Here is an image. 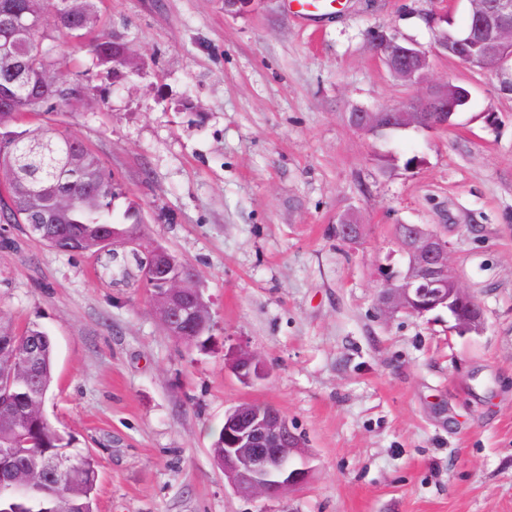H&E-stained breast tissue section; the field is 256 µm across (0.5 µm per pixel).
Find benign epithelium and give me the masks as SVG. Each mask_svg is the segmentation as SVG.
<instances>
[{"mask_svg":"<svg viewBox=\"0 0 512 512\" xmlns=\"http://www.w3.org/2000/svg\"><path fill=\"white\" fill-rule=\"evenodd\" d=\"M260 0H224V9L235 15L253 10ZM471 24L459 32L443 30L437 41V52L460 57L503 74L504 63L512 60V0H470ZM375 52L396 76L419 85L430 68L429 55L378 30ZM470 101V93L460 90L450 97L442 92L422 99L409 109L389 110L391 125L400 128L418 126L445 129L453 117ZM348 122L358 130L374 133L376 113L355 110ZM346 241L357 239L362 225L352 213L338 220ZM405 240L397 241L405 268L387 277L377 298L384 316L397 312L422 317L439 308L448 309L452 325L449 331L460 336L480 334L486 327L485 309L471 303L472 294L465 288L450 260L448 237L426 224L409 225ZM129 248L146 256L140 266L138 283L154 304H161L165 324L172 336L184 335L183 325L201 323L208 305L200 289L185 290V283L174 273L175 265H184L164 246L149 242L132 232L123 235L117 229H104L98 237V249L118 256V249ZM228 369L243 384L265 379L268 369L253 353L233 349L225 355ZM18 448L0 450V484L8 482L17 490L27 489L11 471V460ZM305 451L295 427L281 414L249 408L246 403L224 414V478L232 490L243 497L275 498L284 492L304 486L310 477L303 463Z\"/></svg>","mask_w":512,"mask_h":512,"instance_id":"benign-epithelium-1","label":"benign epithelium"}]
</instances>
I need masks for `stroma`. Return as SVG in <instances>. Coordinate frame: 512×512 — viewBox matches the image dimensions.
<instances>
[{"instance_id": "35a3bbf8", "label": "stroma", "mask_w": 512, "mask_h": 512, "mask_svg": "<svg viewBox=\"0 0 512 512\" xmlns=\"http://www.w3.org/2000/svg\"><path fill=\"white\" fill-rule=\"evenodd\" d=\"M100 8L139 75L114 79L55 37L78 95L52 121L138 204L144 233L195 269L211 327L205 348L186 347L137 280L101 277L103 254L0 226V326L49 334L45 411L97 460L95 512H512V92L437 54L427 22L464 28L469 0H345L307 22L287 0L244 16L224 0ZM383 28L428 52L427 83L377 58L369 34ZM449 82L471 100L448 128L381 138L347 121ZM347 212L358 240L336 235ZM397 224L447 234L483 334L449 332L444 308L380 315L383 279L405 265ZM240 346L268 378L230 373L224 355ZM242 402L295 425L304 487L243 498L225 482L211 446Z\"/></svg>"}]
</instances>
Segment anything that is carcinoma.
<instances>
[{"mask_svg": "<svg viewBox=\"0 0 512 512\" xmlns=\"http://www.w3.org/2000/svg\"><path fill=\"white\" fill-rule=\"evenodd\" d=\"M100 0H0V184L14 192L18 213L0 196V213L15 224H41L38 240L54 247L59 237L97 250L95 233L114 224H141L139 206L128 201L116 212L115 201L126 197L112 174L81 141L46 121L16 131L20 116H48L70 105L76 89L60 80L61 62L44 46L50 34L43 19L54 17L56 32L79 44L94 64L110 73L137 67L122 44L97 32ZM38 350L33 372L13 367V394L0 395V448H21L13 462L37 491L16 495L0 487V512H94L98 470L85 453L78 471L67 481L50 479L48 465L73 454L70 439L41 418L52 385V341L37 324L19 335L0 328V345L20 357L29 345Z\"/></svg>", "mask_w": 512, "mask_h": 512, "instance_id": "1", "label": "carcinoma"}]
</instances>
